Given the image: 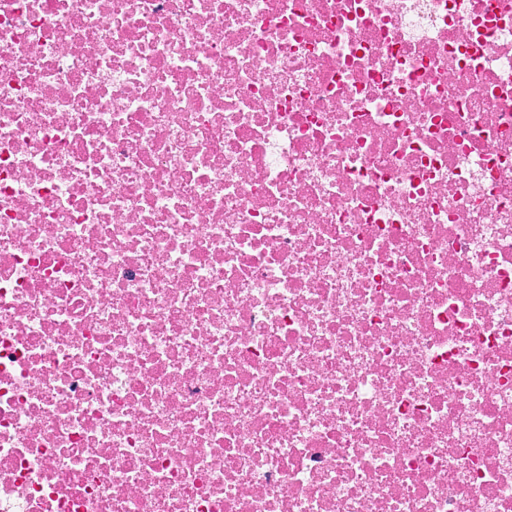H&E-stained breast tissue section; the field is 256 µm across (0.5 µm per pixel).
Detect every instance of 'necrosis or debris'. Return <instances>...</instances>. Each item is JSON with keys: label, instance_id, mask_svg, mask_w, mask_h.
Returning <instances> with one entry per match:
<instances>
[{"label": "necrosis or debris", "instance_id": "necrosis-or-debris-1", "mask_svg": "<svg viewBox=\"0 0 512 512\" xmlns=\"http://www.w3.org/2000/svg\"><path fill=\"white\" fill-rule=\"evenodd\" d=\"M0 512H512V0H0Z\"/></svg>", "mask_w": 512, "mask_h": 512}]
</instances>
